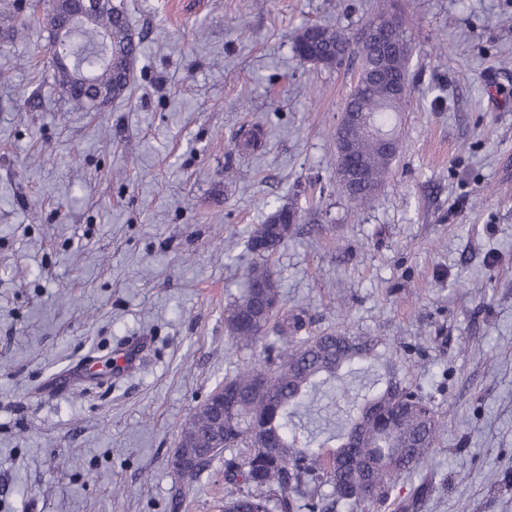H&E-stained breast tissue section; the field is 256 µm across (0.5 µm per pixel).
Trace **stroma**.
<instances>
[{"label":"stroma","instance_id":"obj_1","mask_svg":"<svg viewBox=\"0 0 512 512\" xmlns=\"http://www.w3.org/2000/svg\"><path fill=\"white\" fill-rule=\"evenodd\" d=\"M112 3L140 52L97 112L61 94L43 10L0 19V512H224L223 460L186 485L169 459L227 365L261 356L224 307L274 204L299 215L270 259L284 309L406 345L448 425L400 502L429 480L418 512H512V0ZM380 12L416 87L357 208L330 161L358 58L303 65L291 37Z\"/></svg>","mask_w":512,"mask_h":512}]
</instances>
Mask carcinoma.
<instances>
[{"label": "carcinoma", "mask_w": 512, "mask_h": 512, "mask_svg": "<svg viewBox=\"0 0 512 512\" xmlns=\"http://www.w3.org/2000/svg\"><path fill=\"white\" fill-rule=\"evenodd\" d=\"M324 67L336 61V47L357 52L361 69L380 63L370 50H355L344 29L310 24L292 36V50L305 64L302 43ZM70 46L80 66L54 71L63 95L75 106L98 111L127 88L129 70L138 53L124 11L105 0L92 25L79 27ZM413 48L389 63L400 97L383 101L374 83L355 90L349 105L368 113L376 129L396 135L399 112L412 95L409 70ZM96 89L84 87V77ZM349 164L363 165L369 179L348 199L367 203L391 171L394 156L385 154L369 133L351 136ZM293 209L272 208L265 222L250 232L248 250L254 261L242 270L243 289L224 308V325L232 342L246 348L264 346L261 362H243L225 370L216 390L224 391V418L219 424L204 416L181 426L180 436L199 453L196 479L224 457V512H374L395 502L393 491L403 476L420 470L440 443L447 425L439 420L432 396L399 377L398 345L380 354L377 336H351L342 326L308 336L305 314L282 311L276 271L270 258L293 236L295 221L284 219ZM267 287L258 288L256 284ZM276 342H268L269 335ZM343 416L344 427L327 442L316 444L322 431L319 411Z\"/></svg>", "instance_id": "1"}]
</instances>
